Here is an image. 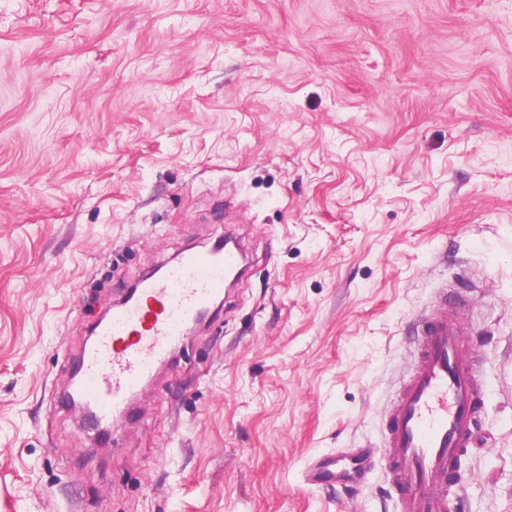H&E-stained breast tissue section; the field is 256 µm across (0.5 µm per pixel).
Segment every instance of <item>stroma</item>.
Instances as JSON below:
<instances>
[{"label": "stroma", "mask_w": 512, "mask_h": 512, "mask_svg": "<svg viewBox=\"0 0 512 512\" xmlns=\"http://www.w3.org/2000/svg\"><path fill=\"white\" fill-rule=\"evenodd\" d=\"M228 228L249 275L98 442L89 329ZM453 286L489 397L448 512H512V0H0V512H399Z\"/></svg>", "instance_id": "obj_1"}]
</instances>
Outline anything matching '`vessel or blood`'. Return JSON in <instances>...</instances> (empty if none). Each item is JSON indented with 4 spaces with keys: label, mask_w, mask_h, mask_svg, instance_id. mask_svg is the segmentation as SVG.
<instances>
[{
    "label": "vessel or blood",
    "mask_w": 512,
    "mask_h": 512,
    "mask_svg": "<svg viewBox=\"0 0 512 512\" xmlns=\"http://www.w3.org/2000/svg\"><path fill=\"white\" fill-rule=\"evenodd\" d=\"M245 269L241 248L219 239L208 249L185 252L113 307L80 359L78 388L99 422L125 413L154 364ZM413 331L420 352L386 416L385 452L401 512H448L440 487L474 439L487 389L447 308L418 317Z\"/></svg>",
    "instance_id": "b4317fda"
}]
</instances>
